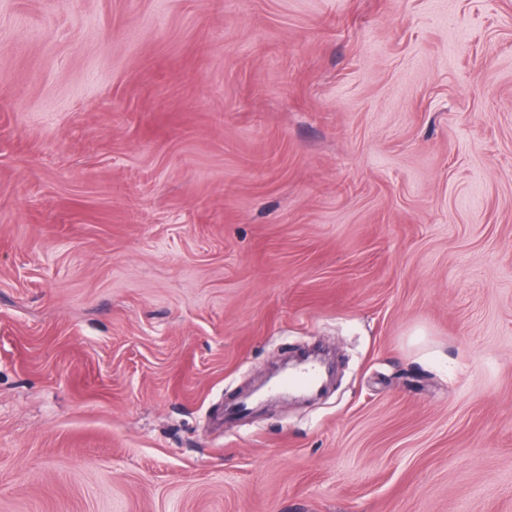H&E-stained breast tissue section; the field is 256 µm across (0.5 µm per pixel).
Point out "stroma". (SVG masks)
<instances>
[{
  "label": "stroma",
  "instance_id": "obj_1",
  "mask_svg": "<svg viewBox=\"0 0 512 512\" xmlns=\"http://www.w3.org/2000/svg\"><path fill=\"white\" fill-rule=\"evenodd\" d=\"M0 512H512V0H0Z\"/></svg>",
  "mask_w": 512,
  "mask_h": 512
}]
</instances>
